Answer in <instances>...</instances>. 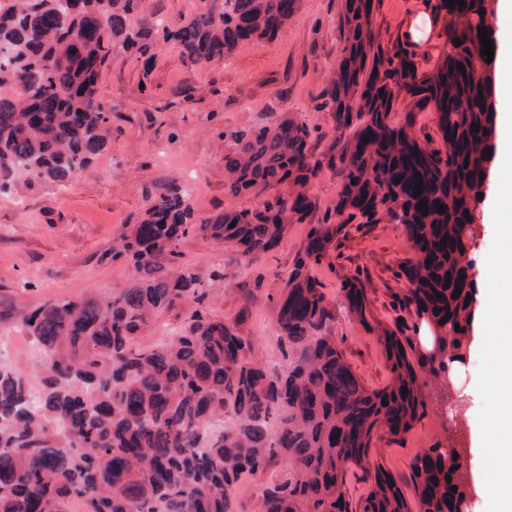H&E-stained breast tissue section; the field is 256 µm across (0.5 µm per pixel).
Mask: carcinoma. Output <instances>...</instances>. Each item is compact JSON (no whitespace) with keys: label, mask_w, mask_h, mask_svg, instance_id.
Listing matches in <instances>:
<instances>
[{"label":"carcinoma","mask_w":512,"mask_h":512,"mask_svg":"<svg viewBox=\"0 0 512 512\" xmlns=\"http://www.w3.org/2000/svg\"><path fill=\"white\" fill-rule=\"evenodd\" d=\"M380 3L343 0L342 47L324 102L337 136L321 158L315 129L302 121L236 134L224 155L226 187L247 205L194 224L187 196L171 190L112 247L111 259L135 270L130 285L48 301L24 318L45 360L30 372L0 363V512H69L71 502L84 512H240V476L270 470L275 479L255 493L258 512H470L467 460L454 448L432 444L402 480L372 460L371 448L380 438L402 439L426 415L419 372L450 374L471 341V251L495 125L478 28L492 27V9L486 0L451 8L435 0L442 48L427 73L413 52L383 43ZM297 5L222 0L176 29L159 26L145 0H83L68 22L61 0L0 8V41L10 51L0 89L11 90L0 95V181L13 193L39 181L65 184L106 150L110 112L97 79L116 43L136 49L147 66L169 43L191 65L220 61L242 41L275 38ZM427 111L434 136L416 128ZM393 112L404 120L392 122ZM324 165L340 177L337 224L316 217L311 194L295 192ZM358 216L403 227L413 257L400 266L407 287L395 303L434 336L433 349L418 355L412 337L381 330L393 374L381 390L359 382L328 334L335 315L309 271ZM290 224L310 229L281 294L283 363L271 371L255 361L239 323L216 313L212 289L176 267V247L200 233L253 261L277 247ZM342 290L349 311L374 330L360 277L345 279ZM180 304L190 308L183 327L140 346L150 323ZM226 416L234 427L212 428ZM351 467L371 482L355 506L344 492ZM404 485L413 488L415 511Z\"/></svg>","instance_id":"carcinoma-1"}]
</instances>
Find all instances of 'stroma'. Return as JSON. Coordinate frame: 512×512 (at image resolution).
<instances>
[{"label": "stroma", "instance_id": "obj_1", "mask_svg": "<svg viewBox=\"0 0 512 512\" xmlns=\"http://www.w3.org/2000/svg\"><path fill=\"white\" fill-rule=\"evenodd\" d=\"M341 6L342 0H300L275 39L241 42L219 62L184 63L170 44L157 49L148 64L132 51L114 49L97 83L111 114L107 150L67 184L37 185L19 198L0 194V361L25 369L42 361L21 328L34 308L115 291L134 279L132 267L111 260L112 242L161 195L182 187L186 168H193L198 181L189 200L195 217L223 213L231 203L224 191V156L234 133L271 115L294 118L316 128L314 149L325 152L336 136L324 91L340 55ZM377 22L384 39L415 52L422 71L435 67L442 22L431 0H381ZM308 231L305 224L289 225L279 246L252 263L229 260L222 244L193 233L177 246L179 263L216 290L220 314L242 319L244 334L267 365L282 361L275 339L277 302ZM412 255L402 226L385 218L376 224L355 220L329 257L311 269L335 313L336 343L370 389L390 383L389 362L376 332L347 310L341 286L360 276L374 323L398 329L403 314L393 301L405 286L398 271ZM495 367L489 351L473 349L447 385L424 386L427 416L403 440H376L372 458L400 478L435 441L452 445L445 423L465 432L490 423V414L473 415L465 407L447 420L445 396L457 386L490 390Z\"/></svg>", "mask_w": 512, "mask_h": 512}]
</instances>
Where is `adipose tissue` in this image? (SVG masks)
I'll list each match as a JSON object with an SVG mask.
<instances>
[{
	"mask_svg": "<svg viewBox=\"0 0 512 512\" xmlns=\"http://www.w3.org/2000/svg\"><path fill=\"white\" fill-rule=\"evenodd\" d=\"M511 196L512 185L506 183H496L490 192L485 206L487 230L497 247L477 256L487 272L482 330L497 369L490 393L465 392L472 406L491 408L496 416L490 426L470 434L475 512L491 506L496 512H512V209L502 204Z\"/></svg>",
	"mask_w": 512,
	"mask_h": 512,
	"instance_id": "adipose-tissue-1",
	"label": "adipose tissue"
}]
</instances>
